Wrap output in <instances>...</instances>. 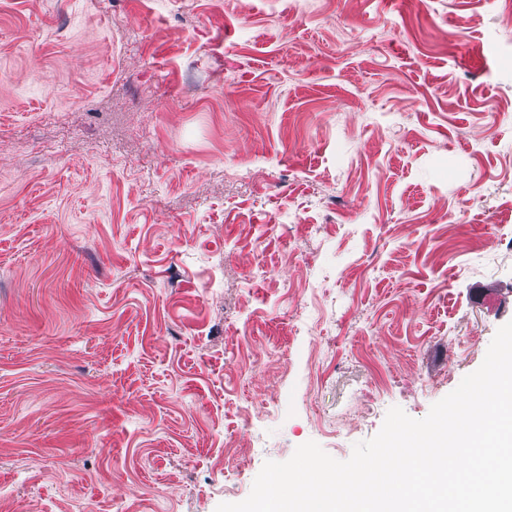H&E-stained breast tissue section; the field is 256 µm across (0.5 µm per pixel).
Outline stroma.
<instances>
[{
  "label": "stroma",
  "mask_w": 512,
  "mask_h": 512,
  "mask_svg": "<svg viewBox=\"0 0 512 512\" xmlns=\"http://www.w3.org/2000/svg\"><path fill=\"white\" fill-rule=\"evenodd\" d=\"M512 321V0H0V512H216Z\"/></svg>",
  "instance_id": "35a3bbf8"
}]
</instances>
